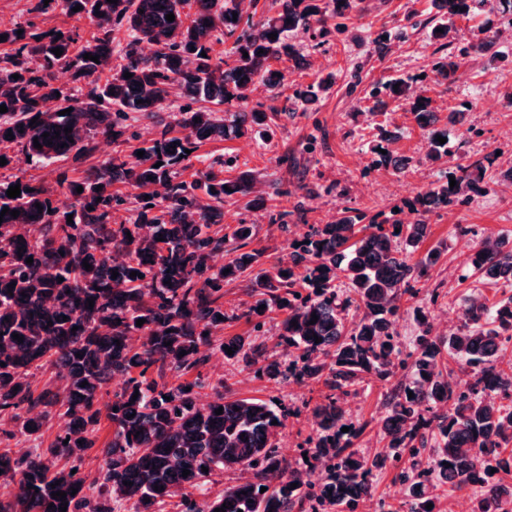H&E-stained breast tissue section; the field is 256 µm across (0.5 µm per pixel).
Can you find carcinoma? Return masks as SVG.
I'll use <instances>...</instances> for the list:
<instances>
[{"label":"carcinoma","instance_id":"obj_1","mask_svg":"<svg viewBox=\"0 0 512 512\" xmlns=\"http://www.w3.org/2000/svg\"><path fill=\"white\" fill-rule=\"evenodd\" d=\"M242 2L36 0L26 23L0 27V36L7 35L0 42V106L7 107L0 113V157L8 161L13 148L35 165L77 157L92 151L97 135L123 138L131 114L160 111L171 89L182 100L135 164L116 155L70 181V211H59L33 177H0V211H19L16 218L4 214L0 223V481L10 487L0 495V512H61L63 504L66 512H156L167 499L177 512H214L228 502L226 512H358L373 498L374 473L386 469L395 471L408 496L379 500V512H439L443 493L468 490L472 512H512V357H505L512 347V245L487 238L466 261L485 284L501 290V298L472 300L462 309L460 326L448 334L434 333L428 315L414 308L417 335L409 351L397 331L401 301L417 298L415 283L442 259L437 247L418 253L430 236L426 215L468 202L488 182H512V168L494 172L488 157L458 164L417 196L414 223L389 228L344 211L331 224L312 226L304 243H290L286 257L254 273L258 254L244 250L254 225L243 219L224 223V198L251 194V176L224 180L199 170L190 181L181 176L191 167L185 150L262 126L266 112H235L228 125L196 103L240 107L256 85L277 87L274 63L304 62L287 42L288 33L324 36L355 3L325 0L321 7L313 0H278L274 15L254 20L243 18ZM432 2L450 19L472 12L512 14V0ZM78 5L82 10L73 12ZM53 9L87 19L91 37L83 41L64 32L59 38L39 30L35 19ZM170 13L172 22L166 20ZM116 26L126 28L129 41L122 48L124 63L112 69ZM271 33L277 38H268ZM226 38L233 39L231 64L215 51ZM144 41L157 46L153 56L140 53ZM496 46L493 34L471 50L494 59ZM57 47L59 57L52 52ZM86 53L98 61L84 59ZM58 66L91 88L79 97L61 95L53 84ZM457 68L456 55L449 53L438 58L433 73L446 81ZM126 72L132 77L124 78ZM406 87V79L393 78L374 86L370 97L397 99ZM68 108L70 114H61ZM412 111L427 137V159L448 155V144L437 137H448L459 113H448L440 124L423 94ZM66 127L72 132L65 133ZM36 141L42 148L34 147ZM394 142L382 129L372 151L378 165L400 173L410 158L395 155ZM116 183L141 203L131 224L111 222L113 206L126 202L112 190ZM16 184L20 196L8 197ZM219 252L227 259L218 266L212 257ZM85 260L92 269L85 270ZM133 271L141 276H130ZM244 278L255 300L229 317L224 284ZM341 280L343 291L336 288ZM272 312L279 317L278 343L270 351L256 337L265 333ZM138 319L145 323L136 325ZM231 319L251 324L254 335H224ZM15 333L23 342L14 340ZM226 346L233 349L227 360L259 377L278 379L286 361L296 380L323 384L311 408L315 427L307 445L311 458L328 462L327 475L279 456L276 440L291 416L288 407L227 400L222 379L212 386V399L200 404L205 381L186 376L205 363L202 348L222 352ZM455 365L473 373L468 387L455 382ZM47 373L52 377L37 386L36 376ZM169 373L179 381H165ZM367 376L391 383L380 427L385 449L371 456L351 450L368 423L356 424L341 407ZM118 378L121 387L103 400ZM56 413L66 426L48 440L47 425ZM104 419L112 436L99 449L97 475L89 484L81 468ZM17 437L28 444L20 454L10 449ZM226 469L250 471L253 478L210 496L211 478ZM58 491L66 499L52 498ZM429 503L433 508H426Z\"/></svg>","mask_w":512,"mask_h":512}]
</instances>
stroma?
Masks as SVG:
<instances>
[{
    "label": "stroma",
    "mask_w": 512,
    "mask_h": 512,
    "mask_svg": "<svg viewBox=\"0 0 512 512\" xmlns=\"http://www.w3.org/2000/svg\"><path fill=\"white\" fill-rule=\"evenodd\" d=\"M412 14L418 26L408 23ZM439 21L431 0H358L356 10L343 18L341 31L315 39L295 33L291 41L305 56L303 67L283 64V78L276 89L261 86L250 95L247 107L260 105L267 113L268 137L248 133L200 146L199 155L213 162L221 177L234 179L247 173L253 179L251 196L225 200L224 221L234 224L243 219L253 224L248 248L258 254L257 269L268 268L285 255L289 242L303 238L310 225L331 223L347 209L386 225L415 221L412 204L439 177L441 166L426 158L427 140L409 100L376 104L369 96L374 84L408 77L413 90L424 91L430 98L440 119H447L451 110L461 111L450 135L449 165L492 154L499 168L512 166V26L495 13L473 20L457 17L448 37L436 39L431 30ZM383 29L391 39L387 53L381 55L372 40ZM487 29L499 33L495 61L466 55L460 57L452 79L435 80L431 69L436 57L478 43ZM325 77L331 80L329 89L319 92L313 105H304L297 91ZM169 117L164 111L156 118H138L132 123V140L115 142L98 136L90 153L41 168L33 167L24 152L14 151L10 172L35 176L49 188L55 205L68 207L73 199L60 178H77L88 166L115 155L134 162L137 145L157 138L162 121ZM382 128L396 135V154L409 158L404 172L375 164L370 144ZM228 157L233 160L229 167L224 164ZM260 198L266 199V206H257ZM427 222L431 235L426 245L440 248L443 257L429 278L417 282L416 305L434 323L443 313H461L471 297H493V289L467 274L465 263L483 239L512 240V186H491L469 204L430 214ZM199 372L209 383L224 379L227 398L287 404L292 415L278 437L279 452L289 460L303 455L305 440L313 432L311 408L321 384L275 383L226 362L218 352L210 353ZM388 389V383L369 376L358 395L346 402L352 418L368 424L354 441L358 453L383 446L379 419Z\"/></svg>",
    "instance_id": "obj_1"
}]
</instances>
